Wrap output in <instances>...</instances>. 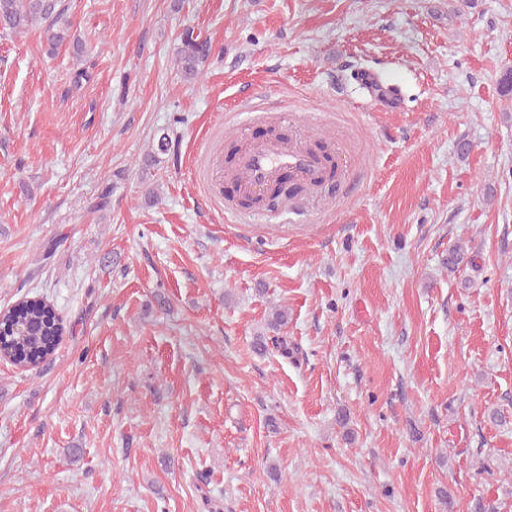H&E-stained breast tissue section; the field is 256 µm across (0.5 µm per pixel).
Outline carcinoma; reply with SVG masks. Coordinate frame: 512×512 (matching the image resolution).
<instances>
[{
    "instance_id": "carcinoma-1",
    "label": "carcinoma",
    "mask_w": 512,
    "mask_h": 512,
    "mask_svg": "<svg viewBox=\"0 0 512 512\" xmlns=\"http://www.w3.org/2000/svg\"><path fill=\"white\" fill-rule=\"evenodd\" d=\"M65 11L62 0H0V28L20 34L39 24L48 46L56 48L70 41ZM209 55L208 41L186 30L176 50L177 69L184 78L195 79ZM465 258L463 247L454 245L444 265L455 271ZM19 326L24 333L16 331ZM64 332L63 320L55 309L36 295L27 297L0 317V350L7 353L13 365L33 369L53 356Z\"/></svg>"
}]
</instances>
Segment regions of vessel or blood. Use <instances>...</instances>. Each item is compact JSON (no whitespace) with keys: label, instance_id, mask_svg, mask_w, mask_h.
<instances>
[{"label":"vessel or blood","instance_id":"1","mask_svg":"<svg viewBox=\"0 0 512 512\" xmlns=\"http://www.w3.org/2000/svg\"><path fill=\"white\" fill-rule=\"evenodd\" d=\"M320 159L311 151L272 139L242 150L237 169L243 176V187L259 196L268 190L282 171L290 170L308 180L320 176Z\"/></svg>","mask_w":512,"mask_h":512}]
</instances>
